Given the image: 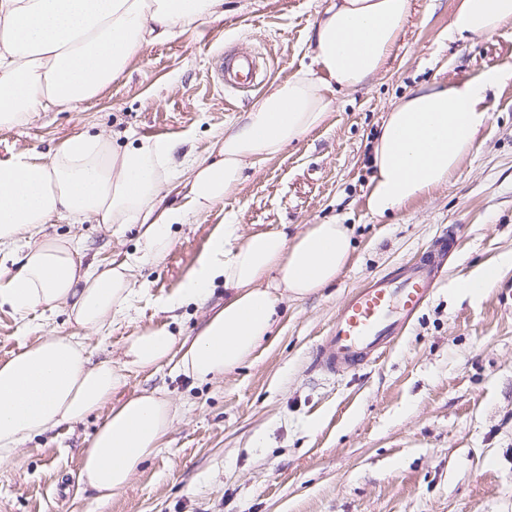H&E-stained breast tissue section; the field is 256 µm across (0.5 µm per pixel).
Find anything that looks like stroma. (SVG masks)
<instances>
[{
    "label": "stroma",
    "mask_w": 512,
    "mask_h": 512,
    "mask_svg": "<svg viewBox=\"0 0 512 512\" xmlns=\"http://www.w3.org/2000/svg\"><path fill=\"white\" fill-rule=\"evenodd\" d=\"M327 0H225L222 19L142 46L126 70L73 110L53 107L27 125L0 128V161L47 154L84 130L117 147L140 137L181 140L175 160L202 158L263 89L310 65L309 38ZM458 0H412L385 70L340 91L324 125L248 170L238 191L208 213L173 225L172 244L137 275L130 319L86 340L93 360H116L136 331L177 336L224 303L215 282L205 306L163 305L196 266L218 225L242 232L333 218L352 225L355 250L340 278L285 299L271 335L246 364L212 382L174 363L129 370L124 400L161 388L180 414L164 446L121 492L104 499L79 481L94 414L26 442L0 470V512H512V79L489 91L492 119L448 185L380 217L367 206L370 147L385 113L423 84L512 68V26L457 41ZM265 58L259 90L228 92L213 77L224 51ZM453 230L459 247L428 305L378 361L347 376L310 366L348 294L389 274ZM84 261L108 266L142 247L139 225L114 231L58 218ZM501 271L479 297L459 289L477 267ZM76 331L65 310L19 320L0 310V361L40 337Z\"/></svg>",
    "instance_id": "35a3bbf8"
}]
</instances>
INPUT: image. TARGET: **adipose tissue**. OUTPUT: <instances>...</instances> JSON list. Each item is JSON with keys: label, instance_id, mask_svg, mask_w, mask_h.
I'll use <instances>...</instances> for the list:
<instances>
[{"label": "adipose tissue", "instance_id": "ef3b65f1", "mask_svg": "<svg viewBox=\"0 0 512 512\" xmlns=\"http://www.w3.org/2000/svg\"><path fill=\"white\" fill-rule=\"evenodd\" d=\"M410 11L411 0H329L313 26L311 65L272 84L206 157L185 160L189 208L161 205L179 146L172 139L143 137L117 149L110 137L82 131L49 158L17 153L1 162L0 257L17 265L0 271V308L24 318L64 305L79 327L96 333L125 320L136 272L169 249L172 225L208 211L241 186L246 170L323 125L334 93L361 88L383 71ZM223 15L224 0H0V128L92 99L142 45ZM509 25L512 0H460L448 34L465 41ZM510 78L489 70L421 86L395 103L372 144L370 211L386 215L447 184L491 118L488 92ZM61 216L74 224L141 225L143 247L108 268L82 264L71 238L45 232ZM352 252L345 224H310L292 237L220 226L168 301L175 309L204 304L223 280V308L195 335L142 329L117 363L92 361L82 337L49 335L0 363V464L26 440L102 410L80 478L104 496L122 491L163 447L179 413L159 389L113 402L126 371L173 360L196 381L223 376L252 357L285 298L303 299L335 282Z\"/></svg>", "mask_w": 512, "mask_h": 512}]
</instances>
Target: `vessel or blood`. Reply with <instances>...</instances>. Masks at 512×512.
<instances>
[{
	"label": "vessel or blood",
	"instance_id": "vessel-or-blood-1",
	"mask_svg": "<svg viewBox=\"0 0 512 512\" xmlns=\"http://www.w3.org/2000/svg\"><path fill=\"white\" fill-rule=\"evenodd\" d=\"M215 72L231 88L258 83L257 62L252 56L218 55ZM455 249V235H442L395 275L373 277L352 291L316 349L314 368L327 374H349L378 359L430 301Z\"/></svg>",
	"mask_w": 512,
	"mask_h": 512
}]
</instances>
